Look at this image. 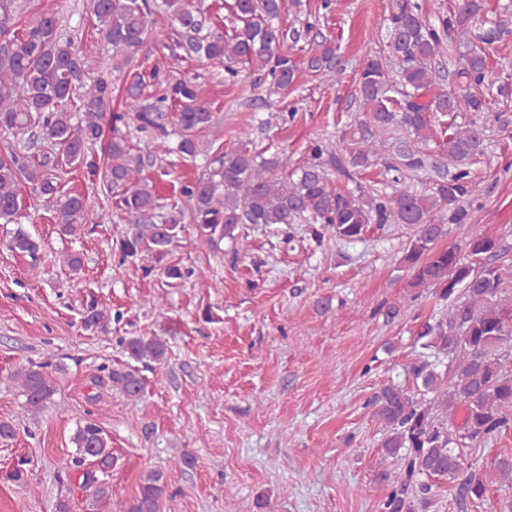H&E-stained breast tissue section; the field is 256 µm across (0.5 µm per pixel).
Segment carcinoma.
<instances>
[{"label": "carcinoma", "instance_id": "cac0c4a2", "mask_svg": "<svg viewBox=\"0 0 512 512\" xmlns=\"http://www.w3.org/2000/svg\"><path fill=\"white\" fill-rule=\"evenodd\" d=\"M105 42L112 47V71L125 74L136 134L158 152L195 160L210 156L213 144L199 132L214 124V112L204 84L194 78L171 81L159 72L130 69L147 45L148 19L164 13L174 25V37L159 40L175 60L196 59L238 77V65H250L270 78L278 89L291 87L297 66L288 54V30L277 24L281 15L301 11L302 0H233L236 22L230 36L204 33L207 19L191 0H90ZM16 0H0V130L11 133L23 148L0 152V220L18 223L24 217L22 186L30 185L43 209L54 213L58 231L75 236L94 223L95 206L89 198L63 190L62 177L84 166L101 193L118 196L128 227L120 242V260L147 257L161 263L170 246L194 225L197 237L213 247L239 239L248 225L288 226L304 220L321 242L335 237L361 239L371 224H405L413 228L403 262L412 288L430 290L445 311L426 320L413 338L414 358L406 367L407 383H390L369 400L383 428L380 443L394 469L379 475L388 486L379 512H430L439 496L448 492L453 504L466 512L486 502L489 485L512 490V455L496 459L492 473L480 471L478 452L512 428V302L505 284L512 281V262L502 261L500 239L478 233L459 247H438L448 235V223L464 224L467 204L482 192L464 168L484 151L485 119L496 74L489 68L483 45L496 41L502 27L476 32L482 0H455L439 25L429 24L415 0H396L388 18L389 56L365 64L357 79L361 103L369 123L381 132L401 128L417 144L434 139L443 119L456 112L473 118L449 125L443 150L455 163V172L419 192L407 182L404 170L424 167L411 152L400 154L393 173L391 195L370 194L333 187L331 173L348 175L347 167H362L377 151V142L364 138L353 143L348 160L336 146L319 142L303 164L288 169V155L269 158L248 149L249 132L238 146L216 155L208 176L179 188L185 207L155 220L161 208L153 185L141 174L158 156L133 153L131 136L112 123V81L101 75L83 79L73 39L64 37L54 12H41L26 24L16 22ZM464 48L454 72L460 92L450 97L430 94L436 81L431 61L448 50V42ZM336 65L332 42L318 44L309 60L315 72ZM158 86L144 97L148 84ZM401 86V100L388 96L387 85ZM106 142L103 158L94 148ZM12 251L32 259L30 271L39 273L38 243L19 227L9 240ZM466 252L463 258L460 252ZM171 283L183 282L193 271L177 264L162 268ZM110 310L89 296L83 307L86 330L106 331ZM128 358L149 366L166 362L168 346L158 337L119 338ZM55 369L48 362H30L9 374L25 397L24 407L40 411L57 391ZM107 382L135 406L144 389V377L135 366L111 369ZM75 448L73 471L79 488L93 499L111 503L112 440L96 420L88 417L71 436ZM166 488L163 472L147 471L135 497L121 512H160Z\"/></svg>", "mask_w": 512, "mask_h": 512}]
</instances>
